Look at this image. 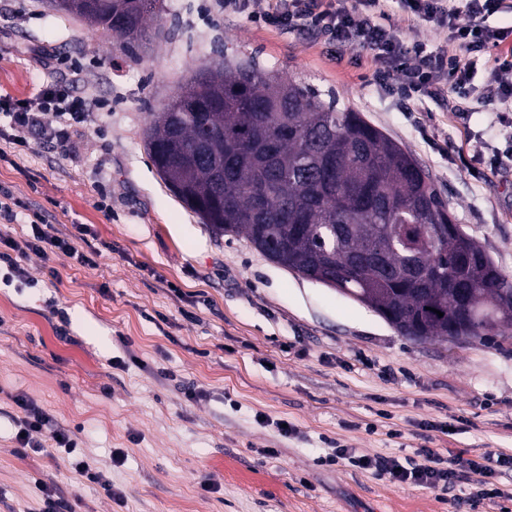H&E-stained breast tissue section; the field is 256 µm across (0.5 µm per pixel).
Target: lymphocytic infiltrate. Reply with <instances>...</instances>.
Instances as JSON below:
<instances>
[{"label":"lymphocytic infiltrate","instance_id":"obj_1","mask_svg":"<svg viewBox=\"0 0 512 512\" xmlns=\"http://www.w3.org/2000/svg\"><path fill=\"white\" fill-rule=\"evenodd\" d=\"M411 30L432 25L446 30L449 41L456 43L457 54L439 50L427 51L420 41H405L400 31L385 22L387 0H224L225 10L247 14L253 22L280 28L289 33L313 30L328 44L339 48L360 49L370 55L372 79L384 83L390 75L399 78L398 90L404 97H432L452 90L462 91L475 64L476 53L487 49L495 34L485 26L487 17L505 11L506 0H466L465 8H457L451 0H399ZM54 115L57 126L53 131L56 146L68 150L74 132L87 127L91 110L85 97L70 91L45 88L17 105L0 102V122L10 130L11 144L23 146L29 134L42 129L45 115ZM29 214L32 238L29 249L38 253H61L79 265L95 267L94 251L80 249L70 238L45 230L40 212L29 211L28 205L9 187L0 186V218L16 221ZM23 410L17 422L21 448H38L36 433L49 431L57 448L69 454L70 464L88 480L107 491L110 498L123 501L122 493L113 490L110 480L95 470L83 457L76 455V433L52 427V419L41 407L24 396L14 398ZM339 458L350 464L388 476L392 482H407L447 490L457 482L464 468L475 462L456 456L444 458L430 449L420 451L419 460L400 464L398 460L381 456H351L347 449H337Z\"/></svg>","mask_w":512,"mask_h":512}]
</instances>
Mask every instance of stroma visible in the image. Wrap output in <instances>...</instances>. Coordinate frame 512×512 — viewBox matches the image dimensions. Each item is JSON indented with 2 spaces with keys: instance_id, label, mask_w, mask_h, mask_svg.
Here are the masks:
<instances>
[{
  "instance_id": "obj_1",
  "label": "stroma",
  "mask_w": 512,
  "mask_h": 512,
  "mask_svg": "<svg viewBox=\"0 0 512 512\" xmlns=\"http://www.w3.org/2000/svg\"><path fill=\"white\" fill-rule=\"evenodd\" d=\"M162 35L139 57L46 0H0V100L70 85L94 103L63 152L0 135V185L56 235L88 230L87 268L27 249L31 228L0 222L23 277L0 265V512H39V482L71 512H512V468L466 471L452 492L326 465L336 446L404 459L431 448L479 459L512 450V336L414 342L367 306L271 262L244 235H219L158 175L153 114L218 57L253 60L362 112L407 147L463 230L512 279V165L480 54L465 94L410 103L372 80L364 52L260 27L212 0H164ZM107 191L110 211L97 207ZM23 394L124 496L73 470L48 433L15 440ZM121 463H113L115 452ZM491 482L500 498L472 494Z\"/></svg>"
}]
</instances>
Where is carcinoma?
<instances>
[{
    "instance_id": "carcinoma-1",
    "label": "carcinoma",
    "mask_w": 512,
    "mask_h": 512,
    "mask_svg": "<svg viewBox=\"0 0 512 512\" xmlns=\"http://www.w3.org/2000/svg\"><path fill=\"white\" fill-rule=\"evenodd\" d=\"M109 2L110 20L95 18L90 0L68 14L132 55L153 39L147 21L163 2ZM281 123L291 134L270 151ZM146 140L157 172L202 223L244 234L272 262L313 281L336 274L345 296L399 331L441 337L464 321L481 337L512 317V280L455 223L411 152L308 84L253 61L214 60L154 115ZM259 182L269 193L264 212L253 204ZM434 225L447 226L436 242Z\"/></svg>"
}]
</instances>
